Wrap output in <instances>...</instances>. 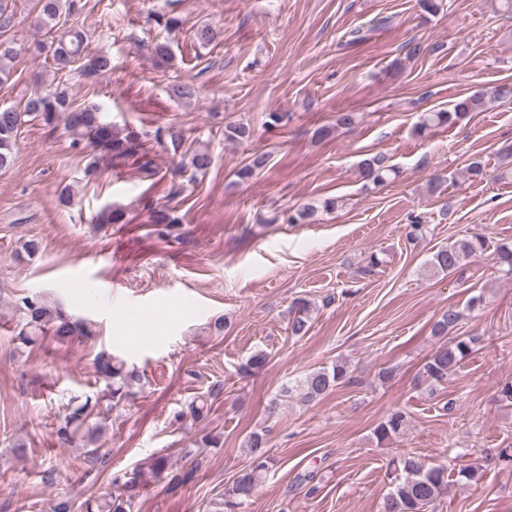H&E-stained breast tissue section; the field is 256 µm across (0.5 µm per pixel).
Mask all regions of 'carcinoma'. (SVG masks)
<instances>
[{"label":"carcinoma","instance_id":"cac0c4a2","mask_svg":"<svg viewBox=\"0 0 512 512\" xmlns=\"http://www.w3.org/2000/svg\"><path fill=\"white\" fill-rule=\"evenodd\" d=\"M32 27L35 32L44 33L48 40L35 41L34 50L52 57L56 70L66 76L78 73L85 77L98 76L112 70V57L100 53L86 54L87 36L84 31L67 26L69 18L80 9V0H31ZM18 54L14 44L0 39V83L9 80L11 64ZM512 97V86H498L492 90L476 88L460 98L448 109L426 113L414 126L413 133L419 138L427 137L439 127H452L472 112H482L494 101ZM38 121L52 130L64 125L75 146L84 145L91 149L88 172H95L99 161L108 158L121 161L146 156L144 140L140 132L125 126L120 127L106 119L100 104L81 105L76 102L71 88L57 84L48 90L34 91L20 106L0 105V169L8 166L15 153L18 133L26 120ZM271 154L263 150L251 152L244 164L235 172L240 180H248L262 172L270 161ZM212 164L209 151L195 149L190 153V166L194 172H203ZM362 176L374 185H384L397 175V169L389 164L386 156L379 154L360 163ZM151 223L171 225L181 223L174 210L166 206L151 210ZM124 213L115 206L106 205L100 209L93 223L97 225L121 224ZM489 248V240L480 233L458 238L439 248L428 260L427 266L433 274L449 275L468 260L483 255ZM497 263L505 276H512V245L501 244L496 249ZM308 302L297 301L295 316L288 326L293 336H303L309 330ZM23 324L18 333L24 345L33 344L39 336L49 333L59 343H70L87 334L84 322L71 319L59 303L43 299L23 300L21 308ZM461 321V313L450 306L443 311L433 326V334L443 338L419 369V379L431 384H440L457 372L461 365L483 343L482 336L455 335ZM93 367L105 382L104 397L114 404L130 395V388L140 381L135 369L127 363L104 351L93 358ZM354 382L347 362L338 359L329 366L309 372L296 384L283 389L288 395H296L304 403L321 399L339 385ZM89 403L67 407L63 419L57 426L56 434L63 443L80 439L83 445H94L100 431L97 423H89ZM407 427V413L401 409L391 411L374 430L378 443L383 444L402 434ZM266 431H253L247 439L252 462L231 484L224 487V495L214 503L213 512H235L243 501L252 497L262 479L275 464L267 453ZM512 465V448H499L486 453L481 461L465 465L458 470L461 480L477 481L490 467ZM395 470L405 477H395L388 494L381 504V512H427V508L452 490L454 482L448 479V469L442 465L425 466L415 456H405L393 461ZM168 469L167 458L154 459L148 472L125 481L122 492L110 501L84 503L85 512H132L141 497L146 477L160 479Z\"/></svg>","mask_w":512,"mask_h":512}]
</instances>
